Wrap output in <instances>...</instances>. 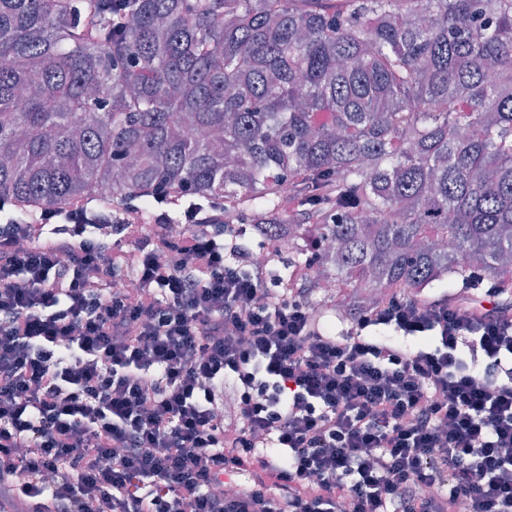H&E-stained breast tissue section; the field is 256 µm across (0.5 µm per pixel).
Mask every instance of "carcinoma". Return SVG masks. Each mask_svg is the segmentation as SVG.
I'll use <instances>...</instances> for the list:
<instances>
[{
	"label": "carcinoma",
	"instance_id": "obj_1",
	"mask_svg": "<svg viewBox=\"0 0 512 512\" xmlns=\"http://www.w3.org/2000/svg\"><path fill=\"white\" fill-rule=\"evenodd\" d=\"M176 185L289 288L512 275V0H0V217Z\"/></svg>",
	"mask_w": 512,
	"mask_h": 512
}]
</instances>
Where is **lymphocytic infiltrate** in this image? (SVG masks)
Masks as SVG:
<instances>
[{
  "mask_svg": "<svg viewBox=\"0 0 512 512\" xmlns=\"http://www.w3.org/2000/svg\"><path fill=\"white\" fill-rule=\"evenodd\" d=\"M179 197L176 237L135 195L0 221V512H512L504 287L394 293L339 335Z\"/></svg>",
  "mask_w": 512,
  "mask_h": 512,
  "instance_id": "1",
  "label": "lymphocytic infiltrate"
}]
</instances>
